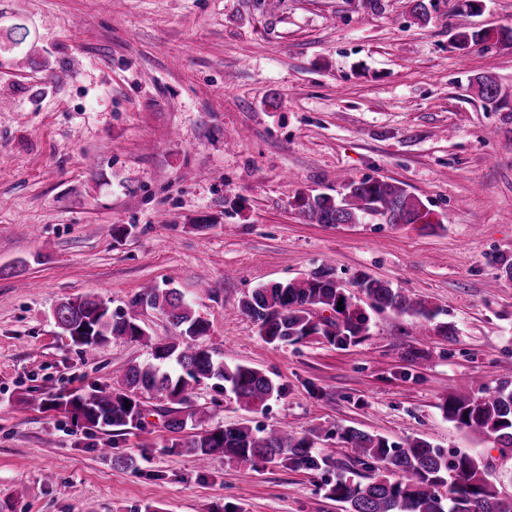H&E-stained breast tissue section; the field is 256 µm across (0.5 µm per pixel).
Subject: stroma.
Listing matches in <instances>:
<instances>
[{
    "mask_svg": "<svg viewBox=\"0 0 512 512\" xmlns=\"http://www.w3.org/2000/svg\"><path fill=\"white\" fill-rule=\"evenodd\" d=\"M480 4L437 0L421 22L409 0H0V512H343L330 485L371 475L348 428L483 455L512 493V459L440 409L512 375V44L454 45L512 28V0ZM480 74L495 102L471 88ZM346 176L399 184L431 223L309 222L299 198ZM320 267L426 300L454 336L389 310L344 347L263 342L241 299ZM150 283L208 322L199 346L282 388L250 411L210 382L173 415L305 435L335 464L200 466L170 451L156 398L120 434L46 407L150 357L123 339L82 352L55 305L124 309Z\"/></svg>",
    "mask_w": 512,
    "mask_h": 512,
    "instance_id": "35a3bbf8",
    "label": "stroma"
}]
</instances>
